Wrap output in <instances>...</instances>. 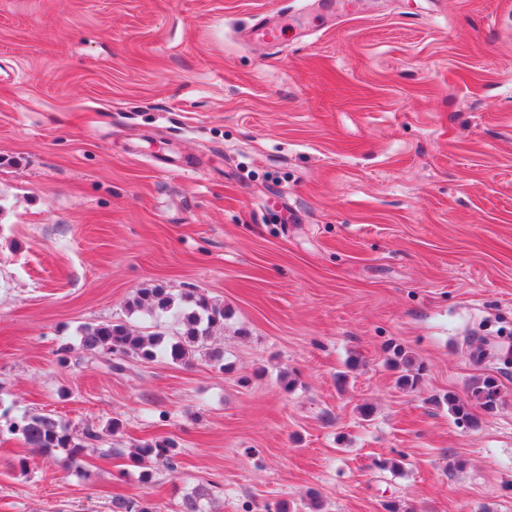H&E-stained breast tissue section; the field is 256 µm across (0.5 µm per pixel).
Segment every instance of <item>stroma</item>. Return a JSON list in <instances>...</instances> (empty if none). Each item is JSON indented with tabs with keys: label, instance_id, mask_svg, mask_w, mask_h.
I'll use <instances>...</instances> for the list:
<instances>
[{
	"label": "stroma",
	"instance_id": "35a3bbf8",
	"mask_svg": "<svg viewBox=\"0 0 512 512\" xmlns=\"http://www.w3.org/2000/svg\"><path fill=\"white\" fill-rule=\"evenodd\" d=\"M146 288L223 306V366L81 349L87 323L171 332L128 313ZM481 373L503 403L476 427L434 404ZM38 412L116 455L31 454L6 426ZM163 436L175 472L128 459ZM312 491L512 512V0H0V512ZM394 361L399 371L398 384L406 390H415L419 386L425 366L410 358L401 348L394 349Z\"/></svg>",
	"mask_w": 512,
	"mask_h": 512
}]
</instances>
